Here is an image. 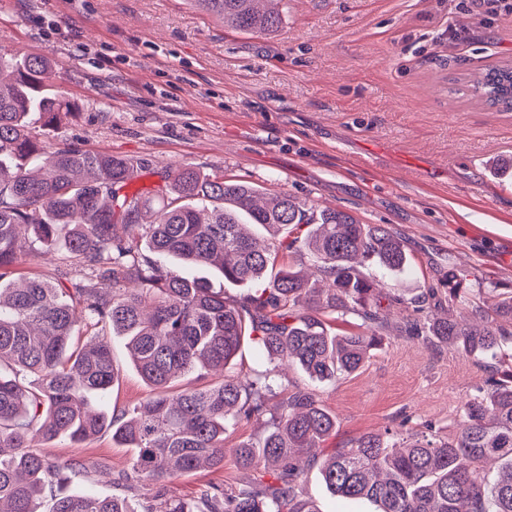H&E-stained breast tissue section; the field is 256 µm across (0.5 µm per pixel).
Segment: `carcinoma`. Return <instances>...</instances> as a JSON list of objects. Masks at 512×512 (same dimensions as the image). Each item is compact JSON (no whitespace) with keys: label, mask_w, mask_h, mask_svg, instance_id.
<instances>
[{"label":"carcinoma","mask_w":512,"mask_h":512,"mask_svg":"<svg viewBox=\"0 0 512 512\" xmlns=\"http://www.w3.org/2000/svg\"><path fill=\"white\" fill-rule=\"evenodd\" d=\"M195 2L233 29L271 35L282 24L275 0ZM52 73L37 54H0V512H35L44 497L47 512H320L298 499L297 482L317 461L310 449L336 437V416L305 389L271 403L274 377L288 365L326 382L364 366L388 309L408 301L362 267L406 272L403 240L386 224L190 166L130 193L128 159L50 147L32 130L34 116L55 132L74 111L63 92L48 89ZM467 91L511 110L512 64L470 74ZM40 249L61 252L68 271L54 281L8 280ZM189 268L215 270L245 293L227 297ZM408 303L403 333L411 339L483 355L512 339V295L480 326L453 314L427 319L419 296ZM348 313L367 331L333 332L331 322ZM110 334L126 342L154 390L118 415L91 403L115 379ZM246 339L269 368L242 379L229 369ZM199 369L218 381L170 390ZM266 414L262 439L233 448L244 468H262L258 481L230 494L212 484L193 499L168 495L166 483L181 475L223 468L224 434ZM103 431L132 449L122 484H158L152 504L70 491L85 464L37 451ZM481 463L498 465L496 482L483 483ZM321 471L335 496L368 500L376 512H512V380L489 376L449 439L427 424L368 433L336 449Z\"/></svg>","instance_id":"carcinoma-1"}]
</instances>
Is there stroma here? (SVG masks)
Listing matches in <instances>:
<instances>
[{
  "label": "stroma",
  "mask_w": 512,
  "mask_h": 512,
  "mask_svg": "<svg viewBox=\"0 0 512 512\" xmlns=\"http://www.w3.org/2000/svg\"><path fill=\"white\" fill-rule=\"evenodd\" d=\"M280 9L279 31L261 36L225 27L194 0H0V54L54 64V85L78 110L47 141L131 159L133 188L191 166L389 225L412 266L375 271L383 288L409 298L452 272L467 292L454 312H493L512 292V176L495 169L512 160V111L462 88L469 73L512 62V14L493 0H282ZM405 315L390 310L381 347L357 372L333 383L295 368L279 378L280 394L307 389L335 414L324 454L403 421L453 436L463 403L512 370V341L475 358L401 336ZM112 356L116 379L101 398L109 411L151 392L121 338ZM264 429L240 423L222 469L182 475L169 493L236 489L245 472L232 447ZM43 452L82 460L94 477L80 487L99 495L120 492L110 477L131 456L108 432ZM300 496L320 512H374L333 496L316 465Z\"/></svg>",
  "instance_id": "stroma-1"
}]
</instances>
